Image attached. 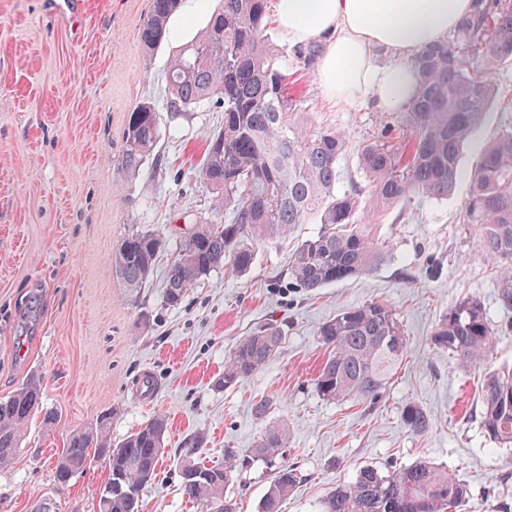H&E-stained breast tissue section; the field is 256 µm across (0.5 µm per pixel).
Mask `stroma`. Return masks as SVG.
<instances>
[{
    "label": "stroma",
    "mask_w": 512,
    "mask_h": 512,
    "mask_svg": "<svg viewBox=\"0 0 512 512\" xmlns=\"http://www.w3.org/2000/svg\"><path fill=\"white\" fill-rule=\"evenodd\" d=\"M150 2L0 0V399L35 373L43 408L58 415L50 427L34 416L15 458L0 466V512H37L40 495L52 512H98L103 461L64 485L54 472L69 435L104 411L116 441L154 415L168 418L158 475L141 492L139 512H201L180 494L182 440L202 433L198 456L208 464L223 463L228 448L246 453L263 429L251 406L267 395L276 400L273 421L288 427L282 459L304 475L282 512H318L362 467L418 460L446 467L467 486L461 512L512 505V448L492 442L478 421L486 370L512 366V308L498 300L477 235L459 221L471 171L487 143L512 126V61L493 75L495 95L448 197L413 198L378 216L390 254L372 273L312 293L291 288L288 255L318 231L308 222L259 246L244 276L215 269L173 308L162 299V265L133 297L112 255L141 229L161 234V258L169 260L195 225L223 215L224 201L199 165L224 114L205 105L171 117L166 71L181 44L142 46ZM267 34L300 75L295 96L311 128L332 126L349 138L341 186L362 181L360 145L398 127V113L336 106L316 64L295 57L276 23ZM144 102L159 112V138L139 175L126 177L117 168L125 128ZM471 295L484 302L496 336L484 365L463 369L431 336L448 308ZM374 299L399 314L406 357L376 403L327 402L314 387L325 356L317 330L339 310ZM265 324L282 332L276 357L245 381L217 387L237 341ZM148 373L159 387L150 405L139 385ZM411 401L429 417L425 433L403 423ZM270 479L252 462L226 494L239 512H257Z\"/></svg>",
    "instance_id": "35a3bbf8"
}]
</instances>
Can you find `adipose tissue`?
<instances>
[{
    "label": "adipose tissue",
    "mask_w": 512,
    "mask_h": 512,
    "mask_svg": "<svg viewBox=\"0 0 512 512\" xmlns=\"http://www.w3.org/2000/svg\"><path fill=\"white\" fill-rule=\"evenodd\" d=\"M476 7V0H276V15L288 43L322 44L317 67L327 97L347 109L390 112L419 91L415 57L447 40Z\"/></svg>",
    "instance_id": "1"
}]
</instances>
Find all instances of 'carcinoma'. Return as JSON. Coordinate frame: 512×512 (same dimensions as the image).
<instances>
[{
	"mask_svg": "<svg viewBox=\"0 0 512 512\" xmlns=\"http://www.w3.org/2000/svg\"><path fill=\"white\" fill-rule=\"evenodd\" d=\"M185 2L151 0L140 33L144 47L152 49L174 37L169 22ZM267 2L220 0L198 38L169 63V111L213 102L224 112V125L210 137L201 168L206 183L224 197V219L197 224L180 241L163 279V301L169 307L180 305L191 288L219 267L245 274L260 244L287 235L308 218L320 227L289 255L292 287L311 291L366 275L384 263L388 247L373 217L412 197L448 196L459 175L461 148L494 95L491 75L512 61V0H482L448 40L414 60L421 85L417 97L403 106V143L363 145L359 162L368 187L353 182L342 189L339 162L347 135L329 126L312 130L304 113L296 111L297 101L286 92L296 71L269 42ZM158 136L154 105H138L130 114L118 161L123 175L143 169ZM471 185L459 220L474 228L483 254L496 264L499 299L512 308L511 126L486 147ZM161 250L162 239L153 232L136 231L122 240L112 265L125 287L140 292L153 276ZM318 336L328 354L314 385L332 402L375 401L407 349L395 310L378 300L336 313L319 327ZM432 341L462 368L482 363L494 334L480 298L468 296L450 307L437 322ZM280 343L276 326L240 339L217 386L229 388L248 379L275 357ZM480 390L482 430L498 445L512 447V368L484 375ZM42 395L40 379L33 376L0 400V465L15 457ZM273 406L271 398L253 405L264 431L248 454L224 451L221 466L197 458L201 434L186 437L178 460L185 500L202 512H238L237 502L224 490L238 468L256 459L275 466L258 512H280L301 476L291 465L276 464L288 430L270 420ZM403 421L413 434L429 429L427 413L414 402L403 411ZM111 427L112 415L103 412L72 432L55 477L65 484L101 459L108 479L99 512H139L140 492L154 481L164 453L168 421L158 415L117 443ZM467 495V487L452 473L429 461L386 471L366 466L354 481L331 491L319 512H455Z\"/></svg>",
	"mask_w": 512,
	"mask_h": 512,
	"instance_id": "cac0c4a2",
	"label": "carcinoma"
}]
</instances>
